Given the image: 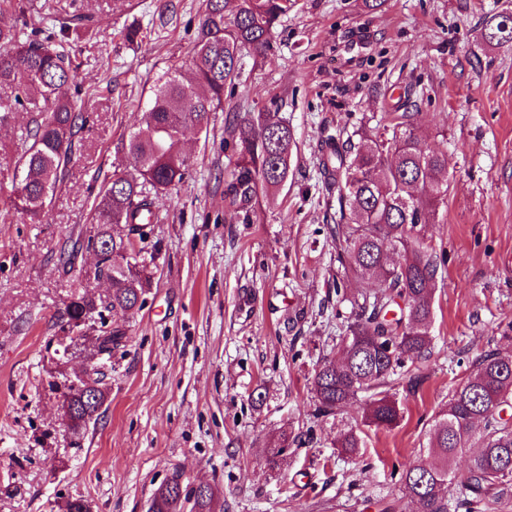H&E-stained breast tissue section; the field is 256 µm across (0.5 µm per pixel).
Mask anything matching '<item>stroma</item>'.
Listing matches in <instances>:
<instances>
[{
    "label": "stroma",
    "mask_w": 512,
    "mask_h": 512,
    "mask_svg": "<svg viewBox=\"0 0 512 512\" xmlns=\"http://www.w3.org/2000/svg\"><path fill=\"white\" fill-rule=\"evenodd\" d=\"M32 27L89 16L80 62L90 114L45 223L0 221V512H147L172 472L214 492L212 512H411L400 477L428 461L427 432L448 392L485 352L512 354V46L481 39L512 0H297L264 62L245 59L207 131L187 133L185 181L159 203L145 242L155 279L112 358L110 397L81 440L61 423L57 319L71 277L64 241L89 230L94 197L134 162L121 142L153 91L187 67L204 0H25ZM134 39H127V32ZM415 134L448 155L450 189L426 243L446 258L435 292L432 351L407 362L393 391L399 423L362 421L364 397L316 413L315 369L337 356L338 326L361 280L341 282L328 230L336 197L319 165L337 132L371 136L404 91ZM288 121L297 150L288 180L255 223L231 219L236 113ZM362 433L351 457L340 432Z\"/></svg>",
    "instance_id": "obj_1"
}]
</instances>
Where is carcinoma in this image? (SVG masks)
<instances>
[{"label": "carcinoma", "mask_w": 512, "mask_h": 512, "mask_svg": "<svg viewBox=\"0 0 512 512\" xmlns=\"http://www.w3.org/2000/svg\"><path fill=\"white\" fill-rule=\"evenodd\" d=\"M294 0H206L190 62L191 76L175 71L158 85L141 122L125 141L135 161L132 172L116 175L99 192L87 237L60 254L65 273L86 246L99 250L98 273L111 283L95 294L73 279L60 314L61 328L79 327L108 314L98 336L81 348L106 360L125 348L129 320L143 308L152 286L153 261L135 241L148 236V217L156 201L186 178L191 159L181 148L184 129L206 126L224 108V89L239 79L244 56L264 58L274 29ZM25 16L23 0H0V125L19 110L32 113L20 128L24 150L12 175L11 206L40 223L74 160V142L87 116L65 93L77 82L80 64L60 51L55 36L25 37L17 22ZM512 37V15L489 18L482 38L499 44ZM382 132L358 142L329 144L321 160L339 210L332 237L344 271L370 280L353 302L354 321L338 346L339 360L315 370L312 391L316 411L331 415L361 393L368 427L390 429L401 417L392 377L404 358L419 356L432 343L434 288L441 267L434 247L419 240L418 226L435 224L448 200V155L429 149L413 132L412 113L385 112ZM236 161L224 187V202L241 223L251 224L262 206V192L276 191L288 180L296 142L284 119L265 111L237 121ZM124 225L126 233H114ZM63 396L75 409L67 430L81 438L93 421L85 418L82 393L64 385ZM512 407V357L484 354L467 378L448 393V403L433 417L428 431L429 463L408 465L401 475L404 497L415 512H484L512 486V422L501 417ZM336 447L350 455L364 447L349 430ZM466 467L455 465L466 449ZM213 492L184 486L175 473L154 491L148 512H211Z\"/></svg>", "instance_id": "carcinoma-1"}]
</instances>
